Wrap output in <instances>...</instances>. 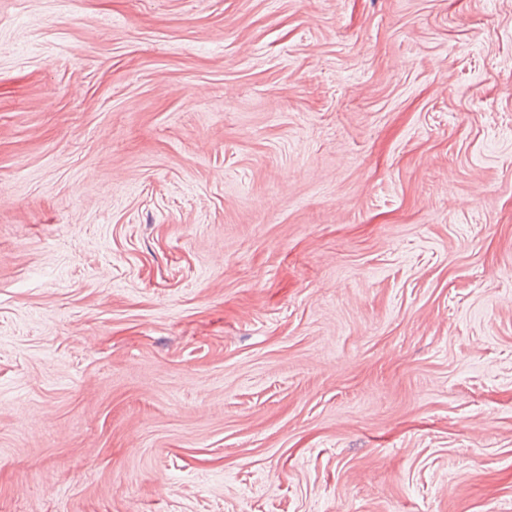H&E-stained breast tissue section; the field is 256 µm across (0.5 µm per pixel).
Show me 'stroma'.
<instances>
[{"label": "stroma", "instance_id": "stroma-1", "mask_svg": "<svg viewBox=\"0 0 512 512\" xmlns=\"http://www.w3.org/2000/svg\"><path fill=\"white\" fill-rule=\"evenodd\" d=\"M0 512H512V0H0Z\"/></svg>", "mask_w": 512, "mask_h": 512}]
</instances>
